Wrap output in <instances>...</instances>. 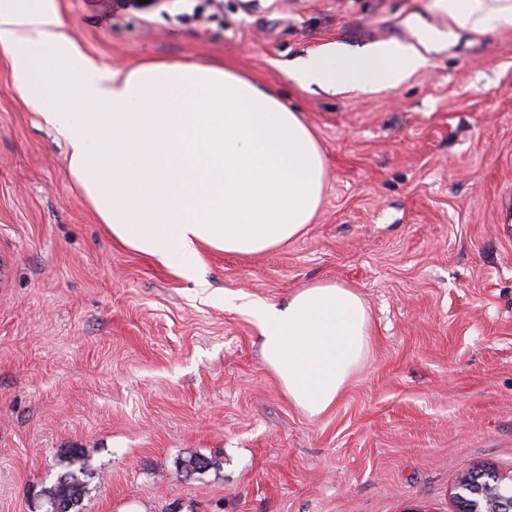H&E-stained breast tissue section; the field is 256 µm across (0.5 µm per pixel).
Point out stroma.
Segmentation results:
<instances>
[{
	"label": "stroma",
	"mask_w": 512,
	"mask_h": 512,
	"mask_svg": "<svg viewBox=\"0 0 512 512\" xmlns=\"http://www.w3.org/2000/svg\"><path fill=\"white\" fill-rule=\"evenodd\" d=\"M85 50L130 69L221 57L318 134L322 208L258 255L205 250L196 279L108 234L68 152L0 58V512H44L89 453L82 512H454L475 465L512 470V28H458L438 0H58ZM429 36L398 89L311 93L283 68L336 41ZM356 289L373 342L308 417L245 309ZM219 469L185 472L192 455Z\"/></svg>",
	"instance_id": "1"
}]
</instances>
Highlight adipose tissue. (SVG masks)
<instances>
[{
	"instance_id": "ef3b65f1",
	"label": "adipose tissue",
	"mask_w": 512,
	"mask_h": 512,
	"mask_svg": "<svg viewBox=\"0 0 512 512\" xmlns=\"http://www.w3.org/2000/svg\"><path fill=\"white\" fill-rule=\"evenodd\" d=\"M460 28L512 27V0H439ZM0 58L17 98L69 148L68 171L114 240L196 276L202 249L253 255L301 236L320 210L326 161L277 91L221 58L100 64L56 0H0ZM427 64L396 40L359 52L328 42L285 69L300 89H396ZM260 352L289 401L317 417L362 365L371 318L324 281L281 306L256 303Z\"/></svg>"
}]
</instances>
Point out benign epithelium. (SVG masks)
Instances as JSON below:
<instances>
[{
	"label": "benign epithelium",
	"mask_w": 512,
	"mask_h": 512,
	"mask_svg": "<svg viewBox=\"0 0 512 512\" xmlns=\"http://www.w3.org/2000/svg\"><path fill=\"white\" fill-rule=\"evenodd\" d=\"M454 498L456 512H512V470L477 468L459 481Z\"/></svg>",
	"instance_id": "7a95c632"
}]
</instances>
